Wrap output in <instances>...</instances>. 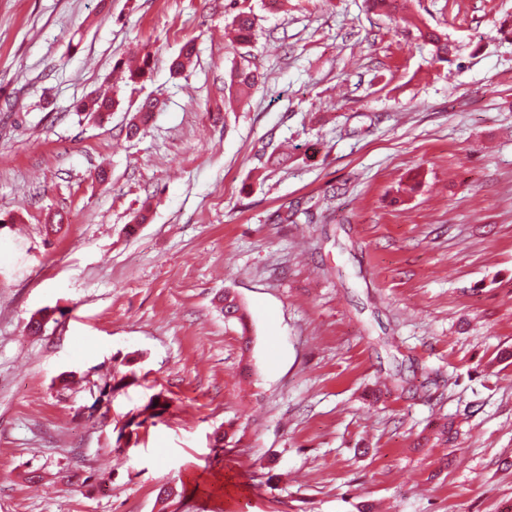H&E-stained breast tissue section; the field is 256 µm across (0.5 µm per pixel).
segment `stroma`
<instances>
[{
    "instance_id": "35a3bbf8",
    "label": "stroma",
    "mask_w": 512,
    "mask_h": 512,
    "mask_svg": "<svg viewBox=\"0 0 512 512\" xmlns=\"http://www.w3.org/2000/svg\"><path fill=\"white\" fill-rule=\"evenodd\" d=\"M227 3L0 0V512H512V0ZM229 25L238 44L246 45L250 43L254 22L249 14L239 9L231 15ZM256 70H252L249 64L235 65L230 71V87H236L240 95H245L258 82ZM218 304L220 311L224 313V321L231 326L239 325L241 332L240 336L243 339L244 346H249L251 343L248 335V315L244 305L240 302L235 294L230 291H224V294L218 297Z\"/></svg>"
}]
</instances>
